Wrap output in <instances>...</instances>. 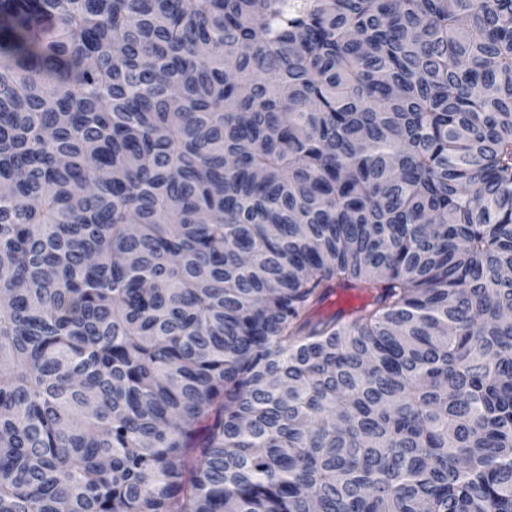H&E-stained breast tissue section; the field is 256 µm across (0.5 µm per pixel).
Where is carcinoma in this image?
<instances>
[{
  "instance_id": "obj_1",
  "label": "carcinoma",
  "mask_w": 512,
  "mask_h": 512,
  "mask_svg": "<svg viewBox=\"0 0 512 512\" xmlns=\"http://www.w3.org/2000/svg\"><path fill=\"white\" fill-rule=\"evenodd\" d=\"M0 512H512V0H0Z\"/></svg>"
}]
</instances>
